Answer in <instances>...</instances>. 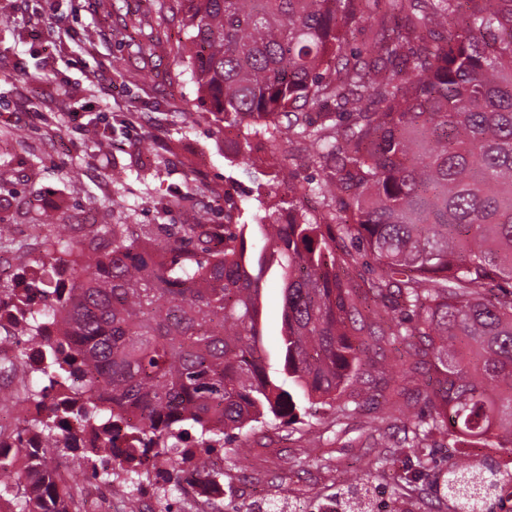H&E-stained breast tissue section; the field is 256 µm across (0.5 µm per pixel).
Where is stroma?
Here are the masks:
<instances>
[{
  "mask_svg": "<svg viewBox=\"0 0 512 512\" xmlns=\"http://www.w3.org/2000/svg\"><path fill=\"white\" fill-rule=\"evenodd\" d=\"M41 26L51 43L35 40ZM179 19L145 0H0V275L24 288L48 259V241L88 240L94 224H237L265 214L256 197L277 172L263 138L239 150L237 132L207 111L176 55ZM269 195V193H268ZM284 193L268 202L286 211ZM262 345L277 359L283 284L263 283ZM429 371L352 385L337 417L320 407L289 424L257 426L239 454L215 451L224 497L207 512H344L351 483L372 512H454L437 492L463 459L495 465L512 488V450L388 448L382 433L426 416Z\"/></svg>",
  "mask_w": 512,
  "mask_h": 512,
  "instance_id": "obj_1",
  "label": "stroma"
}]
</instances>
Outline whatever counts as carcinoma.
I'll return each instance as SVG.
<instances>
[{
  "instance_id": "cac0c4a2",
  "label": "carcinoma",
  "mask_w": 512,
  "mask_h": 512,
  "mask_svg": "<svg viewBox=\"0 0 512 512\" xmlns=\"http://www.w3.org/2000/svg\"><path fill=\"white\" fill-rule=\"evenodd\" d=\"M182 15L192 76L211 111L272 159L308 145L323 182L288 186V217L257 224H157L137 235L105 224L104 251L58 237L69 271L44 264L13 332L53 327L56 355L32 373L15 453L0 452V499L16 512H79L83 491L56 460L72 447L54 409L75 389L76 415L139 491L155 483L160 512L197 479L220 485L211 454L266 418L334 406L361 379L376 336L415 364L432 358L427 418L408 417L392 448H512V0H169ZM380 27L369 41L352 40ZM320 191L323 210L302 198ZM375 263L360 292L341 270ZM283 281L282 374L262 347V282ZM85 385L74 388L75 371ZM336 407V406H334ZM345 409L336 407V413ZM198 437L189 440V431ZM498 479L448 468L459 512H475Z\"/></svg>"
}]
</instances>
